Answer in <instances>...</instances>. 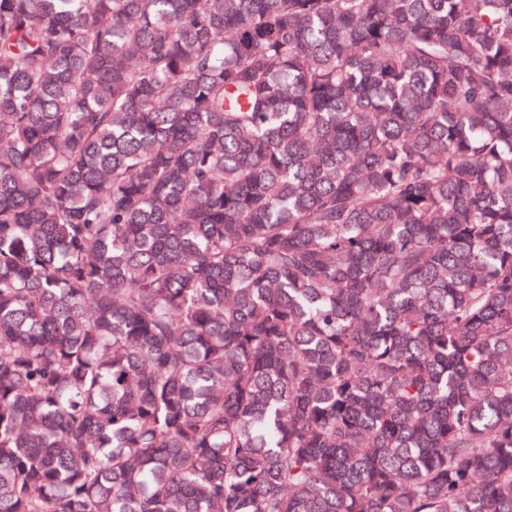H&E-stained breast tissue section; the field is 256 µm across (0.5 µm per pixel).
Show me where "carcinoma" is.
<instances>
[{"label":"carcinoma","instance_id":"1","mask_svg":"<svg viewBox=\"0 0 512 512\" xmlns=\"http://www.w3.org/2000/svg\"><path fill=\"white\" fill-rule=\"evenodd\" d=\"M0 512H512V0H0Z\"/></svg>","mask_w":512,"mask_h":512}]
</instances>
